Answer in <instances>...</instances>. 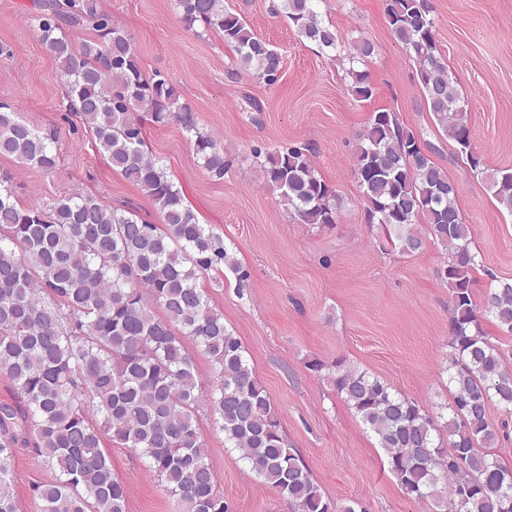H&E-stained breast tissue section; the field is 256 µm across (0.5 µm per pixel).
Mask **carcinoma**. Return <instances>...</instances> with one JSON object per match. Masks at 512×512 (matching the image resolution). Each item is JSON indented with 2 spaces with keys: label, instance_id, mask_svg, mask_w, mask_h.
Wrapping results in <instances>:
<instances>
[{
  "label": "carcinoma",
  "instance_id": "obj_1",
  "mask_svg": "<svg viewBox=\"0 0 512 512\" xmlns=\"http://www.w3.org/2000/svg\"><path fill=\"white\" fill-rule=\"evenodd\" d=\"M320 2L279 0L271 11L285 17L300 40L335 51L343 38L325 22ZM175 6L187 29L202 26L197 36L218 34L234 51V65L269 85L278 81L282 54L224 0H175ZM383 9L394 39L417 66L426 111L512 213V169L489 170L471 149L470 115L437 48L430 0H383ZM86 23L95 36L75 42L71 31ZM38 26L70 105L98 151L146 193L163 224L81 193L44 208L25 207L10 174H0V376L19 396L17 403H0V512H18L10 472L19 447L33 448L55 473L32 487L41 512H127L128 491L112 471L107 441L147 459L180 512H229L215 490L197 427L202 410L292 512H336L304 460L288 447L242 342L198 287L211 272L222 283L227 268L242 295L250 274L224 238L199 222L161 160L145 149L144 123L177 124L214 180L227 169L218 141L180 102L173 84L144 73L131 36L100 11L98 0H47ZM348 51L350 60L366 62L375 45L361 35ZM348 75L352 95L370 99V73L351 68ZM255 154L265 155L262 179L279 191L280 205L294 219L336 223V190L305 148ZM0 155L47 173L58 164L53 138L2 105ZM352 167L367 223L393 230L408 254L423 248L424 223L447 255L439 275L451 297L448 419L436 427L424 407L341 361L330 367L314 361L310 369L376 436L407 496L431 499L442 512H512V466L493 451L500 429L489 416L493 404L512 416V368L481 327V318L488 317L512 333V282L497 281L476 302L479 261L457 207L459 189L395 112L371 113ZM186 336L211 358L207 389L183 343Z\"/></svg>",
  "mask_w": 512,
  "mask_h": 512
}]
</instances>
